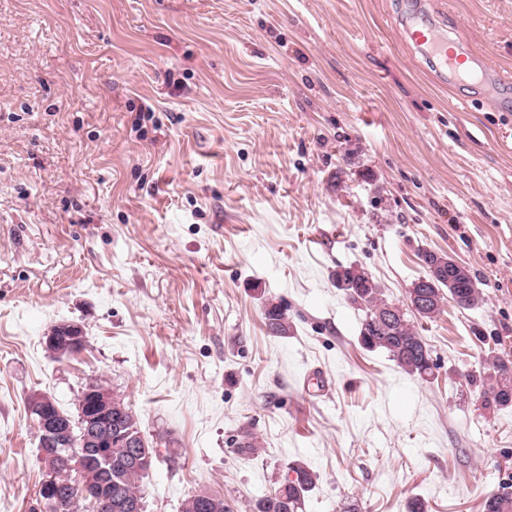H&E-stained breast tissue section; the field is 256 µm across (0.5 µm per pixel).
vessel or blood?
<instances>
[{
    "label": "vessel or blood",
    "mask_w": 512,
    "mask_h": 512,
    "mask_svg": "<svg viewBox=\"0 0 512 512\" xmlns=\"http://www.w3.org/2000/svg\"><path fill=\"white\" fill-rule=\"evenodd\" d=\"M406 32L423 54L436 61L441 75L453 82L481 83L490 90L500 85V76L489 67L484 56L461 52L446 34L420 14H413Z\"/></svg>",
    "instance_id": "vessel-or-blood-1"
}]
</instances>
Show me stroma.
Returning <instances> with one entry per match:
<instances>
[{
    "instance_id": "1",
    "label": "stroma",
    "mask_w": 512,
    "mask_h": 512,
    "mask_svg": "<svg viewBox=\"0 0 512 512\" xmlns=\"http://www.w3.org/2000/svg\"><path fill=\"white\" fill-rule=\"evenodd\" d=\"M420 2L512 97V0ZM404 3L0 0V512L44 477L29 395L74 416L96 380L157 446L144 512L201 489L252 512L293 461L302 512L512 492V411L467 383L489 346L512 360V111L440 84ZM424 250L484 295L423 323L430 383L360 345L334 286L356 264L404 303ZM62 321L80 354L47 351ZM263 317L268 330L275 336L290 335L291 323L288 321L287 310L279 302L268 299L264 305ZM45 346L48 351L60 356L62 350L56 351L54 347L59 345L67 349L69 355L79 353L86 344V336L83 327L75 322H60L45 336Z\"/></svg>"
}]
</instances>
